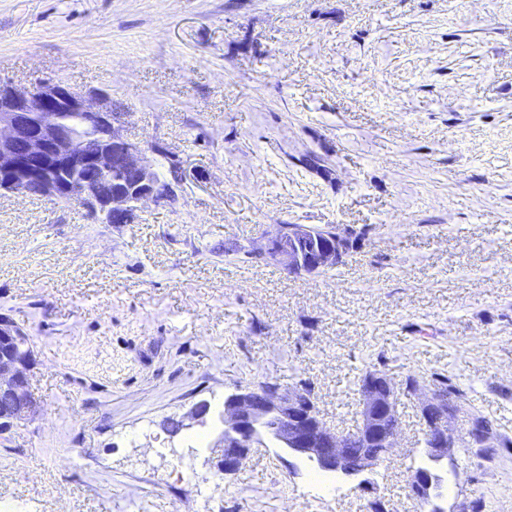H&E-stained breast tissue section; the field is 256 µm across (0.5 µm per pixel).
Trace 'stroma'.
<instances>
[{
  "instance_id": "stroma-1",
  "label": "stroma",
  "mask_w": 512,
  "mask_h": 512,
  "mask_svg": "<svg viewBox=\"0 0 512 512\" xmlns=\"http://www.w3.org/2000/svg\"><path fill=\"white\" fill-rule=\"evenodd\" d=\"M106 99L177 201L135 224L0 195V315L40 410L0 434V512H428L408 378H451L503 445L457 446L445 512H512V0H0V81ZM280 224L352 230L337 267L256 257ZM401 385L397 446L333 475L274 447L214 474L236 387L305 382L360 421Z\"/></svg>"
}]
</instances>
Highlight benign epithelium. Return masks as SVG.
<instances>
[{
  "instance_id": "1",
  "label": "benign epithelium",
  "mask_w": 512,
  "mask_h": 512,
  "mask_svg": "<svg viewBox=\"0 0 512 512\" xmlns=\"http://www.w3.org/2000/svg\"><path fill=\"white\" fill-rule=\"evenodd\" d=\"M122 116L103 101L92 103L62 82L40 83L31 90L0 82V193L75 203L104 224H135L147 202L171 203L175 191L145 157V147L124 136ZM96 171L100 177L86 176ZM317 231L306 224H280L260 255L294 274L317 275L336 267L345 255L342 240L328 237L311 249L303 244ZM28 336L0 316V432L28 419L38 408L30 390L34 358L16 347ZM465 410L455 394L430 386L420 403V421L429 458L438 466L458 444L493 448L500 435L486 422H475L462 434L452 423ZM224 423L218 444L217 475L240 470L253 449L270 444L312 468L358 476L376 468L395 447L400 430L398 391L381 372L368 374L361 385L360 423L339 435L319 417L303 386L239 387L224 397L219 413ZM361 448L353 457L351 443ZM413 496L444 512L447 494L436 469L412 471Z\"/></svg>"
}]
</instances>
